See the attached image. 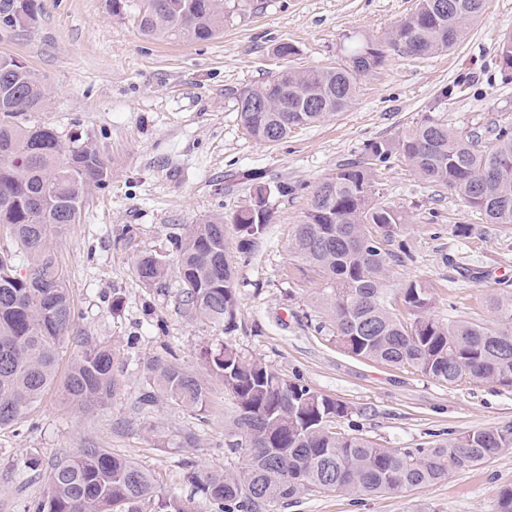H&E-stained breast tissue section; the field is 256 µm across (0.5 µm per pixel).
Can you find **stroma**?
I'll use <instances>...</instances> for the list:
<instances>
[{
	"label": "stroma",
	"mask_w": 512,
	"mask_h": 512,
	"mask_svg": "<svg viewBox=\"0 0 512 512\" xmlns=\"http://www.w3.org/2000/svg\"><path fill=\"white\" fill-rule=\"evenodd\" d=\"M34 25L0 29V53L36 70L53 92L32 122L92 136L111 180L91 193L78 222L53 236L75 313L54 384L23 422L0 429V512H27L47 488L51 465L95 445L151 471L161 492L190 496L188 465L240 467L224 446L235 411L213 383L206 412H189L158 397L136 411L147 387L146 363L172 347L182 364L200 370L204 348L226 344L291 380L345 403L336 429L385 448H419L448 435L512 423V388L492 382L450 385L419 372L345 353L325 301V282L299 270L290 246L314 187L372 142L392 141L423 115L457 131L512 125V74L501 72L498 48L512 32V0H486L484 13L455 49L428 57L389 52L382 67L360 77L342 113L293 129L265 144L244 129L235 95L278 72L322 68L344 56L349 37L381 39L416 0H226L224 30L206 42L151 40L134 9L112 14L107 0H40ZM296 53L273 56L279 44ZM451 88L442 96L443 88ZM376 179L384 202L407 217L406 255L391 264L388 299L402 310L401 290L427 281L433 315L445 321L488 320L487 299L512 296V225L487 224L448 193L421 180L401 156ZM284 183L275 219L250 253H241L225 225L238 291L232 332L181 303L180 279L145 288L132 261L168 247L171 236L205 217L248 205L252 181ZM469 225L467 235L455 225ZM120 307H113V298ZM93 336L117 357L118 393L86 410L61 397L76 340ZM194 432L193 448L179 437ZM512 486V450L481 465L450 472L429 486L377 496L312 490L284 512H495L499 490Z\"/></svg>",
	"instance_id": "35a3bbf8"
}]
</instances>
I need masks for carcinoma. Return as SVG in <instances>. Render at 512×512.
<instances>
[{
    "mask_svg": "<svg viewBox=\"0 0 512 512\" xmlns=\"http://www.w3.org/2000/svg\"><path fill=\"white\" fill-rule=\"evenodd\" d=\"M485 0H418L383 40L353 43L344 61L326 68L285 69L237 92V112L249 135L275 143L292 129L347 110L359 77L374 72L392 49L411 56L449 51L482 14ZM224 0H140L138 24L151 38L195 42L224 30ZM38 0H0V29L24 30L38 17ZM501 69H512V34L499 45ZM51 90L30 66L0 55V427L21 422L53 384L60 347L75 315L65 274L55 255L53 229L75 223L88 194L110 181L93 137L28 121L45 111ZM492 143L476 132H454L430 115L393 142L365 146L358 160L319 182L302 223L293 258L329 289L327 305L342 347L355 357L411 368L450 385L490 381L512 387V298L488 300L492 322L431 315L426 282L403 288L405 319L391 311L386 282L400 255L389 249L404 233L401 211L380 201L377 167L402 156L423 180L457 196L490 224H512V128L494 127ZM285 184L259 183L250 202L230 218L208 216L170 239L169 249L135 257L133 270L146 288L157 287L175 257L184 304L228 331L235 327L237 287L226 264L224 225L251 246L275 218L272 198ZM380 235L383 244L375 243ZM26 272H21V268ZM64 382L79 409L116 395L114 356L88 336ZM203 371L192 372L168 350L147 370L176 405L206 410L210 383L218 381L236 404L224 445L242 455L239 470L195 469L185 474L208 512H276L311 488L349 495L392 494L434 484L512 450V424L466 431L419 448H382L336 431L345 404L283 378L228 345L207 348ZM194 498L156 492L152 474L104 448L87 446L54 463L48 491L32 512H194Z\"/></svg>",
    "mask_w": 512,
    "mask_h": 512,
    "instance_id": "cac0c4a2",
    "label": "carcinoma"
}]
</instances>
